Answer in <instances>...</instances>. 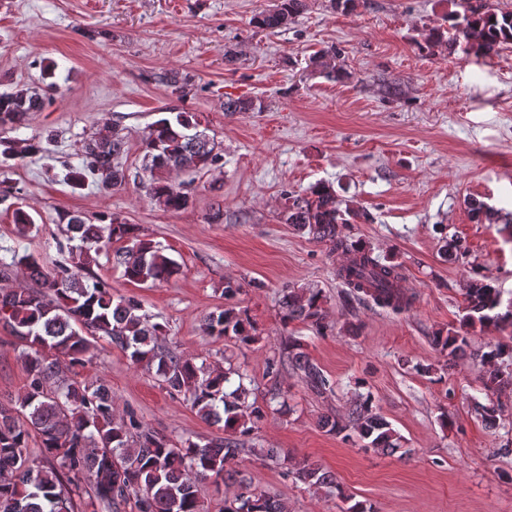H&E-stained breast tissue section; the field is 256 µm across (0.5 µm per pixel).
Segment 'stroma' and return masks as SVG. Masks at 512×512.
I'll list each match as a JSON object with an SVG mask.
<instances>
[{
    "label": "stroma",
    "mask_w": 512,
    "mask_h": 512,
    "mask_svg": "<svg viewBox=\"0 0 512 512\" xmlns=\"http://www.w3.org/2000/svg\"><path fill=\"white\" fill-rule=\"evenodd\" d=\"M272 4L0 0V92L56 84L22 131L49 139L47 152L0 167L17 188L0 202V247L15 243L18 208L36 223L27 249L49 265L67 257L57 243L69 213L119 215L138 225L140 238L164 246L180 270L147 287L100 258L95 272L114 294L138 297L166 321L165 346L246 371L257 397L277 386L287 398L291 413L269 415L256 445L332 471L346 495L375 512H512V386L486 392L478 359L449 358L430 341L460 327L475 272L491 274L503 300H512V49L485 57L428 43L450 11H512V0H357L347 14L330 0H307L287 27L255 28L252 17ZM330 49L335 78L311 64ZM228 52L233 62L225 61ZM175 71L192 81L186 98L163 81ZM229 97L252 99L254 111H225ZM165 108L194 113L224 154L223 168L171 173L193 195L177 213L149 198L141 171L142 137ZM104 117L126 137L128 182L108 192L90 179L72 188L63 180L66 166ZM318 182L370 214V223L343 232L400 265L412 298L407 311L346 301L338 256L285 224L286 193H306ZM471 198L502 210L500 221H474ZM450 240L466 248V263L444 260ZM228 279L249 282L236 300L255 327L247 345L203 328L204 316L223 306ZM288 287L320 290L324 334L283 322L281 291ZM290 337L335 382L333 392L313 393L288 365L269 373ZM21 349L0 324V403L27 383ZM419 364L429 374H418ZM77 374L109 386L117 416L136 415L176 445L223 435L118 348L101 344ZM359 380L411 448L409 458L363 449L319 427L322 415L347 413ZM477 401L495 406L496 428L474 412ZM228 469L229 480L200 487L208 512H223L225 494L242 481L286 500L288 512L342 507L250 453Z\"/></svg>",
    "instance_id": "35a3bbf8"
}]
</instances>
